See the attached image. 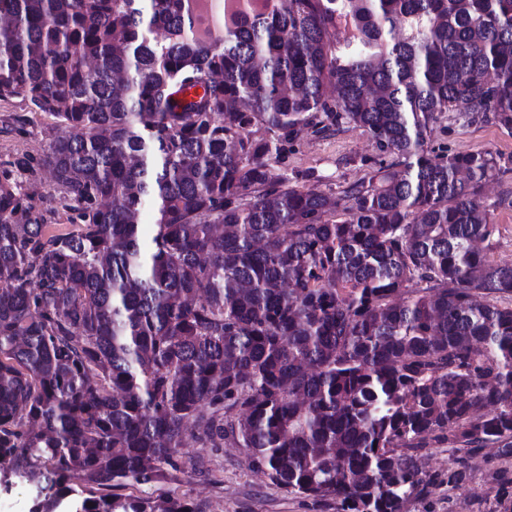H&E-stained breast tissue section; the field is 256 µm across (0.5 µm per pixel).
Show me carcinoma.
Returning a JSON list of instances; mask_svg holds the SVG:
<instances>
[{"label":"carcinoma","instance_id":"carcinoma-1","mask_svg":"<svg viewBox=\"0 0 512 512\" xmlns=\"http://www.w3.org/2000/svg\"><path fill=\"white\" fill-rule=\"evenodd\" d=\"M189 28L182 0H0V100L56 120L41 162L72 212L0 183V484L40 478L34 512H200L154 491L189 431L318 512H405L483 448L512 483V307L476 301L512 293L477 248L501 168L426 148L460 104L512 126V0H268L218 44ZM343 123L404 170L269 181L298 128ZM433 447L454 459L429 474Z\"/></svg>","mask_w":512,"mask_h":512}]
</instances>
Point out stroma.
I'll list each match as a JSON object with an SVG mask.
<instances>
[{
    "instance_id": "obj_1",
    "label": "stroma",
    "mask_w": 512,
    "mask_h": 512,
    "mask_svg": "<svg viewBox=\"0 0 512 512\" xmlns=\"http://www.w3.org/2000/svg\"><path fill=\"white\" fill-rule=\"evenodd\" d=\"M56 133L54 119L32 112L25 99L0 100V181L10 180L46 223L64 224L69 214L61 189L39 164ZM428 146L448 155L488 152L497 158L499 176L480 190L496 227L487 254L493 262L511 264L512 127L492 119L472 123L444 119L434 124ZM395 162V156L381 152L362 128L346 124L328 134L307 126L283 143L272 172L288 186L335 193L371 170ZM200 457L207 463V472L182 474L175 488L202 512H314L307 501L250 469L244 449L228 444L215 451L185 440L184 460ZM470 464L471 477L465 484L409 503L407 512H512V484L490 482L482 455H474Z\"/></svg>"
}]
</instances>
